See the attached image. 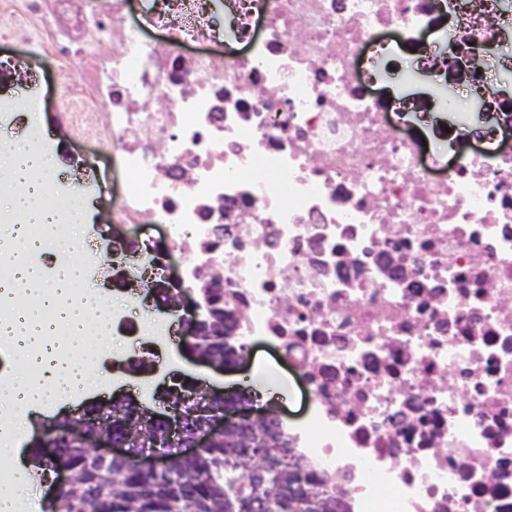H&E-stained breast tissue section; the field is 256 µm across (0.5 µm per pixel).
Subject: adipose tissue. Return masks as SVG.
Here are the masks:
<instances>
[{
    "label": "adipose tissue",
    "mask_w": 512,
    "mask_h": 512,
    "mask_svg": "<svg viewBox=\"0 0 512 512\" xmlns=\"http://www.w3.org/2000/svg\"><path fill=\"white\" fill-rule=\"evenodd\" d=\"M55 158L32 154L24 139L0 146V335L12 343L20 373L0 384V410L17 419L0 449L11 463L21 460L19 445L30 426V415L47 401L66 397L81 373L79 363L89 340L107 342V326H92L91 317L71 300L84 287L83 266L73 256L57 257L53 275H46L41 259L47 252L44 236L33 235L35 225L47 224L60 202L49 192ZM71 224L85 223V207L65 205ZM68 336L72 362L59 360L56 336Z\"/></svg>",
    "instance_id": "obj_1"
}]
</instances>
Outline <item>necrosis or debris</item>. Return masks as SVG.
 <instances>
[{
  "mask_svg": "<svg viewBox=\"0 0 512 512\" xmlns=\"http://www.w3.org/2000/svg\"><path fill=\"white\" fill-rule=\"evenodd\" d=\"M503 3L0 0V41L69 79L63 136L135 178L109 223L163 225L180 260L194 305L163 299L155 348L220 289L235 341L296 377L283 430L349 512H512V99L480 79H512ZM437 27L445 47L419 41ZM430 74L483 121L441 120ZM88 262L135 298L167 274L138 237Z\"/></svg>",
  "mask_w": 512,
  "mask_h": 512,
  "instance_id": "4bbe7bcc",
  "label": "necrosis or debris"
}]
</instances>
